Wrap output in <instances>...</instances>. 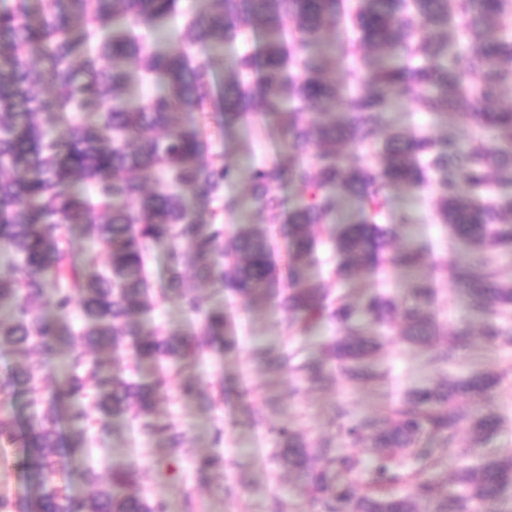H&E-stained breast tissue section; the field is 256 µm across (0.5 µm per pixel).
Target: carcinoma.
I'll return each mask as SVG.
<instances>
[{
    "mask_svg": "<svg viewBox=\"0 0 512 512\" xmlns=\"http://www.w3.org/2000/svg\"><path fill=\"white\" fill-rule=\"evenodd\" d=\"M182 0H9L0 8V251L11 261L0 268V349L25 355L0 374V444H21L17 464L28 491L0 492V512H168L143 491L131 492L135 472L81 473L84 493L73 495L57 475L86 447L94 425L107 433L116 420L136 423L149 444L179 456L185 435L153 416L170 379L143 381L112 370L100 353L125 345L138 365L193 360L234 349L230 318L187 283L213 282L247 304L271 301L288 311L289 327L307 333L320 324L341 335L324 344L325 363L292 365L287 352L259 350L270 370L289 369L312 384L325 368L351 376L375 350L361 321L401 325L408 342L428 344L439 335L429 308L432 284L418 280L414 301L382 292L352 305L336 285L363 270L393 264L420 268L425 247L393 251V225L379 223L393 187L420 191L433 184L438 216L455 239L471 248L463 265L440 260L435 269L463 289L485 317L490 345H512L501 318L512 309V282L499 280L495 259L512 258V109L493 106L512 88V0H203L187 18L182 45L149 49L136 29L182 13ZM461 20L469 47L454 49L451 17ZM348 23V44L327 42L326 31ZM254 50L229 61L224 45L247 34ZM361 54L350 72L355 91L336 82V56ZM225 71L216 89L214 73ZM154 77L163 88L137 106L124 103L129 87ZM413 100L438 115L464 112L493 132L494 142L392 127L391 107ZM209 119L189 125L188 113ZM270 119L284 135L286 156L250 171L251 199L263 215L255 228L224 232V214L242 206L224 195L236 168L213 150L215 137L255 118ZM381 145L376 164L345 162L339 147ZM288 179L297 188L292 206L274 192ZM358 204L357 219L336 224L335 265L313 280L316 228L336 219L344 199ZM107 254L103 267L79 269L67 245L74 229ZM287 244L288 270L281 275L271 234ZM170 247L171 275L161 287L203 317L198 337L146 330L156 295L147 274L152 246ZM52 308L48 319L42 309ZM77 310L81 326L69 320ZM467 334L451 337L438 359H455ZM63 366L48 392L42 375ZM493 374L476 372L414 389L388 413L356 418L338 438L374 449L369 491L351 478L357 460L326 442L313 447L302 431L275 430V456L303 476L304 492L317 512H494L512 489V455L464 465L451 488L434 498L437 479L427 475L437 449L417 448L425 432L445 444L456 426L469 422L472 440L493 433L490 412L462 410L460 402L490 395ZM186 399L210 404L224 399L222 380L205 389L197 378L178 380ZM29 396L32 413L20 423L16 395ZM68 422L71 432L62 430ZM410 450L421 464L406 495L390 492L398 480L395 453Z\"/></svg>",
    "mask_w": 512,
    "mask_h": 512,
    "instance_id": "cac0c4a2",
    "label": "carcinoma"
}]
</instances>
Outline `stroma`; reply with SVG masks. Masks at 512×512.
I'll list each match as a JSON object with an SVG mask.
<instances>
[{"mask_svg":"<svg viewBox=\"0 0 512 512\" xmlns=\"http://www.w3.org/2000/svg\"><path fill=\"white\" fill-rule=\"evenodd\" d=\"M391 120L395 127L409 132L424 129L439 136H491L489 130L478 127L465 115L435 116L423 112L413 101L398 104ZM214 149L239 170L236 180L225 186V193L246 201L243 209L225 217L226 233H233L241 224L261 223L256 205L247 200V175L251 167L283 157L281 132L260 119L251 126L226 131L223 138L216 140ZM435 197L436 190L431 186L419 192L395 189L390 193L392 211L405 210L412 217L411 224L398 227L396 246L421 244L433 255L422 267L423 273L431 274L436 289L432 313L440 334L430 345L402 342L394 327L365 324L366 333L380 343L379 350L366 363L367 377L352 379L339 374L331 384L312 388L295 373L267 372L255 361L254 352L259 348L284 350L295 352L300 362L319 360L323 343L335 333L333 325L324 324L299 335L289 330L288 315L277 305L255 308L228 297L221 288L205 287L210 305L228 313L236 347L230 353L185 365L182 371L206 384L223 380L224 400L206 407L180 398L173 390L157 408L159 419L175 424L185 433L190 455L171 460L164 449L148 445L129 424L115 423L109 433L94 428L87 434L86 448L68 465L72 493H83L79 473L85 467H94L105 476L131 468L137 472L138 488L151 498L166 501L172 512H271L277 498L287 502L290 512H310L301 479L283 468L274 456L276 428L287 425L301 430L313 442L332 439L342 417L378 416L412 388L482 371L499 374L500 382L493 396L480 402L479 407L498 414L502 423L472 447L467 444V427H459L456 442L442 451L439 469L450 475L464 463L476 465L512 455V346L492 349L478 339L452 363L440 365L432 361L438 351L446 348L456 328L467 326L476 332L482 323L481 314L470 308L463 290L448 275L433 268L436 258L454 264L470 256L468 247L453 240L447 227L439 222ZM414 277L412 270L391 266L379 273H363L358 281L343 284L340 291L355 304L372 290L406 300ZM202 324L200 315L188 312L173 299L163 301L147 318L150 329L176 330L191 336L199 335ZM219 427L224 430V438L217 445L213 437ZM214 452L223 455V469L195 472L194 456ZM188 487L195 491L190 509L183 504V492Z\"/></svg>","mask_w":512,"mask_h":512,"instance_id":"obj_1","label":"stroma"}]
</instances>
